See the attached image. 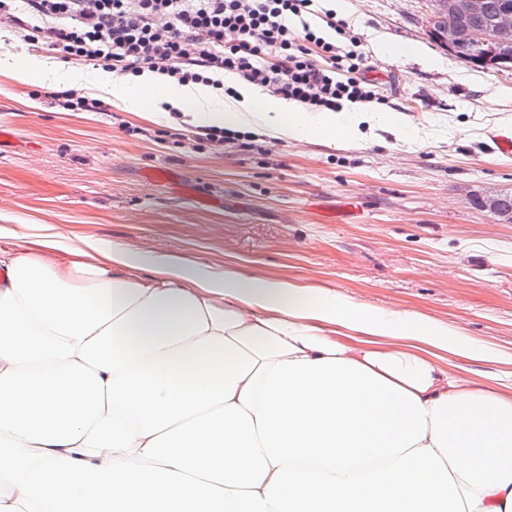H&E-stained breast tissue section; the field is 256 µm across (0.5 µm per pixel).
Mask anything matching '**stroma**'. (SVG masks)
<instances>
[{
    "label": "stroma",
    "mask_w": 512,
    "mask_h": 512,
    "mask_svg": "<svg viewBox=\"0 0 512 512\" xmlns=\"http://www.w3.org/2000/svg\"><path fill=\"white\" fill-rule=\"evenodd\" d=\"M341 17L366 75L417 129L414 142L374 130L362 145L274 141L193 147L182 125L117 107L51 108L50 80L0 69V224H56L138 252L233 262L382 307H403L492 347V361L456 360L480 382H512V223L469 193H512V71L477 68L431 40L424 0H346ZM415 43L442 64L374 52L371 36ZM164 167L170 177L145 173Z\"/></svg>",
    "instance_id": "stroma-1"
}]
</instances>
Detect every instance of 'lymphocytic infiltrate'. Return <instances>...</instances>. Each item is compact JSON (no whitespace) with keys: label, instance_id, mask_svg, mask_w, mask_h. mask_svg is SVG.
Wrapping results in <instances>:
<instances>
[{"label":"lymphocytic infiltrate","instance_id":"obj_1","mask_svg":"<svg viewBox=\"0 0 512 512\" xmlns=\"http://www.w3.org/2000/svg\"><path fill=\"white\" fill-rule=\"evenodd\" d=\"M0 0V29L121 75L151 70L220 90L231 72L275 97L337 111L375 102L363 58L319 36L314 0Z\"/></svg>","mask_w":512,"mask_h":512}]
</instances>
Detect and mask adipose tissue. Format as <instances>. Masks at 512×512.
Segmentation results:
<instances>
[{
    "label": "adipose tissue",
    "instance_id": "ef3b65f1",
    "mask_svg": "<svg viewBox=\"0 0 512 512\" xmlns=\"http://www.w3.org/2000/svg\"><path fill=\"white\" fill-rule=\"evenodd\" d=\"M11 76L191 128L414 137L242 83L227 102L149 70ZM0 238V512H512V390L449 368L496 353L448 323L54 224Z\"/></svg>",
    "mask_w": 512,
    "mask_h": 512
}]
</instances>
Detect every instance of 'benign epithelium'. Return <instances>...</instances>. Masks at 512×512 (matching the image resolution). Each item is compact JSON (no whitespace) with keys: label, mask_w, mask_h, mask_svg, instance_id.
Instances as JSON below:
<instances>
[{"label":"benign epithelium","mask_w":512,"mask_h":512,"mask_svg":"<svg viewBox=\"0 0 512 512\" xmlns=\"http://www.w3.org/2000/svg\"><path fill=\"white\" fill-rule=\"evenodd\" d=\"M487 11L486 0H431L427 14V25L434 41L449 54L456 56L475 67L483 69L512 68V9L505 7L490 21L487 32H476L464 23L481 19ZM448 13V24L437 21L443 13ZM479 47V51L467 50L468 44ZM481 203V210L502 223L512 221V212H504L499 207L496 194L470 195V202Z\"/></svg>","instance_id":"obj_1"}]
</instances>
